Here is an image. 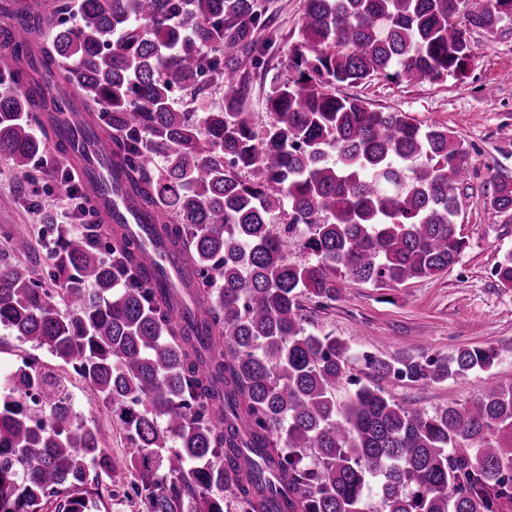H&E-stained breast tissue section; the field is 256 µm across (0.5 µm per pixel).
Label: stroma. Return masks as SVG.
<instances>
[{
  "instance_id": "obj_1",
  "label": "stroma",
  "mask_w": 512,
  "mask_h": 512,
  "mask_svg": "<svg viewBox=\"0 0 512 512\" xmlns=\"http://www.w3.org/2000/svg\"><path fill=\"white\" fill-rule=\"evenodd\" d=\"M274 20L276 43L263 71L253 74L244 110L265 131L272 119L266 99L275 81L285 79L291 49L301 39L304 0H258ZM472 47L464 75L437 83L410 84L377 76L360 84L337 86L338 95L362 100L374 110L403 112L416 122L447 126L463 142L469 177L458 191L460 232L467 246L447 272L392 288L350 286L328 306L303 299L308 332L342 339L353 356L350 373L366 375L364 358L390 360L444 357L462 348H495L499 361L491 370L438 383L391 380L384 388L406 407L434 411L455 401L465 403L491 385H512V289L499 287L493 269L512 250V216L493 211L487 199L494 183L512 179V20L494 33L471 32ZM36 195L18 193L9 163L0 158V260L27 267L46 279L53 256L46 250L58 227L71 220V207L54 178L41 181ZM24 237L31 250L18 255L12 239ZM37 360L63 376L73 406L106 441L110 473L100 474L101 498L95 512H145L127 466L126 431L98 401L91 388L47 348L25 342L0 328V376Z\"/></svg>"
}]
</instances>
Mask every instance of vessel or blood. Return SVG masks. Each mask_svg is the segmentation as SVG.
Here are the masks:
<instances>
[{
    "instance_id": "obj_1",
    "label": "vessel or blood",
    "mask_w": 512,
    "mask_h": 512,
    "mask_svg": "<svg viewBox=\"0 0 512 512\" xmlns=\"http://www.w3.org/2000/svg\"><path fill=\"white\" fill-rule=\"evenodd\" d=\"M62 124L61 135L72 141L73 146L65 160L77 173L81 182L97 180L103 167L112 158L111 145L105 141L85 144L81 134L85 128L84 115L80 112H63L58 116ZM94 207L109 224L122 225L125 233L139 238L143 244V255L160 287L167 292L185 294L188 277L182 267L178 253L160 244L151 225L145 224L139 209L127 202L115 191L96 189Z\"/></svg>"
}]
</instances>
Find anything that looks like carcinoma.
Segmentation results:
<instances>
[{
	"instance_id": "carcinoma-1",
	"label": "carcinoma",
	"mask_w": 512,
	"mask_h": 512,
	"mask_svg": "<svg viewBox=\"0 0 512 512\" xmlns=\"http://www.w3.org/2000/svg\"><path fill=\"white\" fill-rule=\"evenodd\" d=\"M498 2L462 12L461 0H305L261 135L241 112L247 68L264 67L276 39L257 0H57L76 22L38 51L47 16L0 0V157L37 187L31 162L56 137L57 107L31 72L69 82L155 236L195 273L202 321L182 324L140 244L112 227L109 258L82 233L60 236L51 277L64 313L25 269L0 264V326L47 347L117 415L147 512H224L226 494L241 512H512V386L429 413L379 384L487 371L496 350L367 355L361 381L349 347L307 332L300 314L304 295L334 302L356 283L388 288L459 261L463 143L336 85L463 73L469 33L507 20ZM207 80L227 84L223 109L197 121L174 107L175 92ZM49 165L87 197L62 160ZM489 205L512 212L511 181ZM285 212L288 223L273 222ZM290 248L317 261H293ZM493 275L512 288V252ZM12 382L0 399V512H89L95 475L112 469L103 437L52 372L29 363Z\"/></svg>"
}]
</instances>
